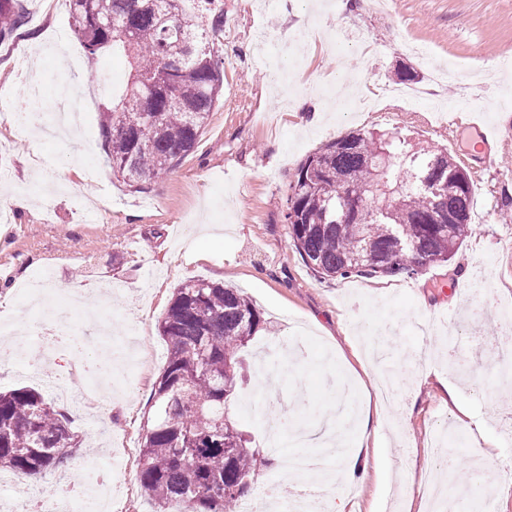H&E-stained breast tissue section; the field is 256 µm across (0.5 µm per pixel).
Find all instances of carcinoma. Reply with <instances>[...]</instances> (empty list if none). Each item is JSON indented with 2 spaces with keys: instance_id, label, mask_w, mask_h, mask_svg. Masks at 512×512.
<instances>
[{
  "instance_id": "carcinoma-1",
  "label": "carcinoma",
  "mask_w": 512,
  "mask_h": 512,
  "mask_svg": "<svg viewBox=\"0 0 512 512\" xmlns=\"http://www.w3.org/2000/svg\"><path fill=\"white\" fill-rule=\"evenodd\" d=\"M202 2L208 13L199 16L183 0H69L89 58L117 48L134 70L102 124L112 173L130 187L170 173L194 150L223 91L215 35L224 9ZM23 15L22 0H0L1 42ZM377 182L397 199L383 212L366 203ZM472 204V180L452 154L399 132L353 131L299 164L283 218L299 256L323 277L411 278L451 258L467 237ZM441 210L459 219L438 224ZM265 330L263 312L236 288L197 279L176 289L159 323L167 360L140 453V488L156 512L174 503L180 512H226L277 462L229 416L254 377L243 348ZM76 445L70 419L40 392L0 393V470L56 472Z\"/></svg>"
}]
</instances>
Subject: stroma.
<instances>
[{
	"mask_svg": "<svg viewBox=\"0 0 512 512\" xmlns=\"http://www.w3.org/2000/svg\"><path fill=\"white\" fill-rule=\"evenodd\" d=\"M224 92L192 153L168 176L126 186L106 162L103 110L122 90L128 63L122 53L53 55L48 47L75 36L68 0L45 9L23 0L24 22L0 43V106L28 109L25 78L38 70L46 97L84 95L89 110L71 139L31 141L0 122V209L10 237L0 245V324L28 332L33 322L55 324L57 310L72 313L84 345L47 354L39 342L0 359V392L22 387L53 398L76 360H95L105 347L101 326L122 341L131 329L154 352L134 363L100 410L70 411L81 446L67 465L115 461L138 470L151 392L167 357L158 324L183 282L205 279L242 289L270 323L250 352L308 350L299 365L281 361L277 376L244 393L232 418L254 444L265 442L263 404L278 401L289 419L313 432L303 453L329 456L319 434L327 422L357 442L359 428L335 415L336 388L349 384L354 407L377 404L371 378L353 376L365 330L376 334L393 361V415H381L380 436L363 471L341 486L345 512H428L431 474L448 466L433 445L438 431L458 430L457 404L498 439L499 456L485 460L470 437L456 444L459 469H479L483 482L469 512H512L505 465L512 446V385L499 382L488 337L500 320L495 308L469 310L465 293L486 276L501 303L512 305V69L501 67L512 48V0H267L252 14L251 0H223ZM263 29L278 44L288 72L273 83L256 54L252 33ZM502 124L495 164H485L463 127L471 110ZM399 131L432 149L456 155L473 181L469 233L451 259L411 279H323L303 262L288 236L283 210L299 164L325 143L354 130ZM28 186L27 207L15 205ZM98 289L94 314L75 310L70 289ZM463 345L461 363L476 366L462 381L448 350ZM457 404H449V395ZM97 512H154L138 480L113 481Z\"/></svg>",
	"mask_w": 512,
	"mask_h": 512,
	"instance_id": "35a3bbf8",
	"label": "stroma"
}]
</instances>
